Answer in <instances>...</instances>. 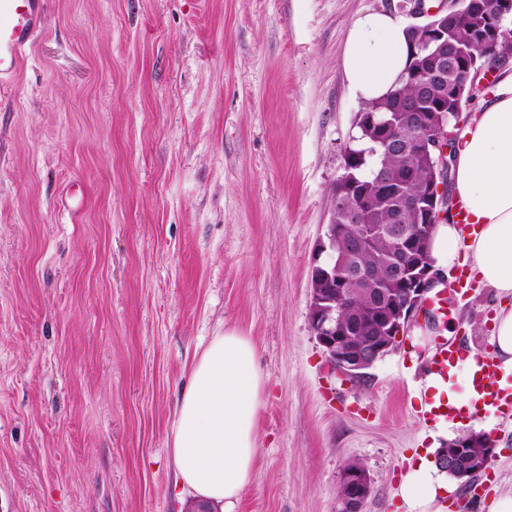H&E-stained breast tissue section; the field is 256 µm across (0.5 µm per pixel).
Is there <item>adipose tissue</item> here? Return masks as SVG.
<instances>
[{
	"label": "adipose tissue",
	"instance_id": "ef3b65f1",
	"mask_svg": "<svg viewBox=\"0 0 512 512\" xmlns=\"http://www.w3.org/2000/svg\"><path fill=\"white\" fill-rule=\"evenodd\" d=\"M407 22L387 10L357 13L347 31L342 68L350 95L384 99L408 61ZM451 195L473 230L455 219L436 224L429 254L436 269L471 257L482 283L494 288L499 310L491 343L502 375L512 374V74L480 104L458 134ZM264 379L249 337L214 336L195 358L169 434L175 482L199 502L235 512L249 486L256 456V422ZM456 480L427 457L405 474L407 512H448Z\"/></svg>",
	"mask_w": 512,
	"mask_h": 512
}]
</instances>
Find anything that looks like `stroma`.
I'll return each mask as SVG.
<instances>
[{"instance_id": "35a3bbf8", "label": "stroma", "mask_w": 512, "mask_h": 512, "mask_svg": "<svg viewBox=\"0 0 512 512\" xmlns=\"http://www.w3.org/2000/svg\"><path fill=\"white\" fill-rule=\"evenodd\" d=\"M402 0H50L0 96V512H187L169 433L212 336L250 337L265 376L236 512H405L433 445L432 332L349 380L310 326V272L361 103L341 57L364 10ZM498 300L472 281L439 326L491 352ZM448 512L512 490V413ZM339 483L345 492L338 499L336 512H362L372 490L369 472L349 461L340 470Z\"/></svg>"}]
</instances>
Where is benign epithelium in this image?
<instances>
[{
    "label": "benign epithelium",
    "instance_id": "1",
    "mask_svg": "<svg viewBox=\"0 0 512 512\" xmlns=\"http://www.w3.org/2000/svg\"><path fill=\"white\" fill-rule=\"evenodd\" d=\"M409 15L415 18L427 17L422 24H413L421 36L415 57L426 54L436 60L428 68V88L433 99L443 102L435 112L424 111L412 102L402 106V111L413 113L415 137L399 144L402 152L426 159L432 176L415 197H404L403 205L422 214L423 224L413 236L394 231L393 245L381 261L392 271L390 284L379 281L367 267H349V260L368 246L371 237L378 232L372 225H359L348 238L346 255L336 256V210H331L329 223L324 225L323 234L317 244L315 263L311 268L310 325L312 332L336 370L346 378H356L363 371L384 358L405 337L411 324L419 321L430 327L437 325L436 316L424 306L426 294L439 280V273L433 269L429 253L410 257L411 238L428 239L434 226L448 214V174L451 170L452 146L445 131L448 125V107L459 105L474 90L489 82V77L508 67L512 54L502 56L496 46L500 39L512 35L500 22L512 15V0H469L470 8L480 11L496 24L480 33L466 45L452 47L444 43V35L438 27V18L454 12L460 0H451L447 7L432 12L425 9L423 0H409ZM329 280L331 287H319L321 278ZM358 282L365 288V294L372 300L376 336L366 343L354 341V327L340 318L344 304L351 293V283ZM485 453L480 460L470 458L472 441L465 440L451 445L437 454L436 462L449 471L461 465H475L473 472L486 469L493 454L495 443L490 436L482 438ZM339 483L344 494L338 499L336 512H363L364 505L372 490L369 472L349 461L339 473Z\"/></svg>",
    "mask_w": 512,
    "mask_h": 512
}]
</instances>
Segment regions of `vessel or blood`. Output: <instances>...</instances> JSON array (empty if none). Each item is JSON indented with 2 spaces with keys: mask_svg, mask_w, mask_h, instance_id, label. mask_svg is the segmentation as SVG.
I'll use <instances>...</instances> for the list:
<instances>
[{
  "mask_svg": "<svg viewBox=\"0 0 512 512\" xmlns=\"http://www.w3.org/2000/svg\"><path fill=\"white\" fill-rule=\"evenodd\" d=\"M48 0H0V87H10L20 72L29 51L43 33ZM469 348L460 339L443 338L436 342L429 370L447 376L461 363ZM479 369L473 387L482 405L512 410V385L500 386V370L495 358H478Z\"/></svg>",
  "mask_w": 512,
  "mask_h": 512,
  "instance_id": "b4317fda",
  "label": "vessel or blood"
}]
</instances>
